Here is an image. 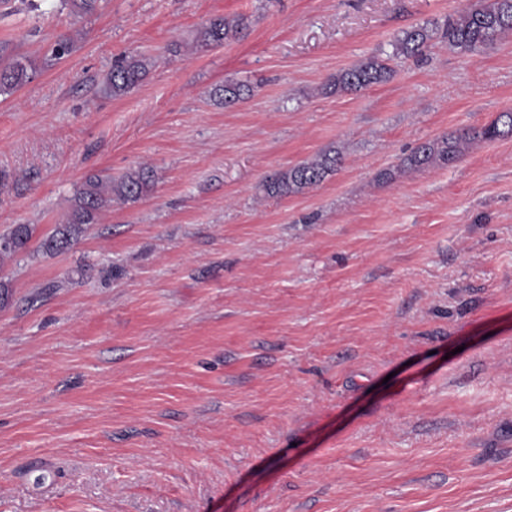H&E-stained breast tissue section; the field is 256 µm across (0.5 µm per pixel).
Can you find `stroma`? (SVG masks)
Listing matches in <instances>:
<instances>
[{"instance_id": "35a3bbf8", "label": "stroma", "mask_w": 512, "mask_h": 512, "mask_svg": "<svg viewBox=\"0 0 512 512\" xmlns=\"http://www.w3.org/2000/svg\"><path fill=\"white\" fill-rule=\"evenodd\" d=\"M38 2L0 0L31 76L0 95V234L50 233L91 173L155 183L0 265V512H512V138L403 165L512 110V38L449 48L473 0ZM414 26L423 56L324 93ZM121 56L154 64L114 97ZM328 150L320 185L263 191ZM245 27V19L242 16L211 19L198 30L197 45L200 47L222 45L225 39L237 37Z\"/></svg>"}]
</instances>
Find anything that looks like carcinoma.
<instances>
[{
    "mask_svg": "<svg viewBox=\"0 0 512 512\" xmlns=\"http://www.w3.org/2000/svg\"><path fill=\"white\" fill-rule=\"evenodd\" d=\"M100 0H61L62 7L71 13L91 16L99 8ZM246 27L242 16L215 18L198 30L196 42L200 47L217 46L235 37ZM512 33V0H477L468 9L448 18L442 38L448 45L464 52H478ZM433 34L425 27H412L402 32L393 43L388 59L368 57L358 64L341 70L326 84L331 94L355 92L387 82L392 74L390 62L422 54ZM151 66L145 57H121L113 65L107 78V88L112 96L124 95L134 89ZM29 79L25 66L13 58L7 41L0 42V94L10 93ZM249 87L228 82L213 91V95L232 106L245 99ZM512 136V110L499 113L479 130L465 129L454 137H442L421 144L406 157L403 164L418 168L429 164L450 165L457 162L472 141L495 140ZM340 153L328 151L314 159L304 161L266 181L267 194L283 196L313 188L336 171ZM154 184L153 171L147 168L128 171L118 177L91 174L87 176L73 197V202L62 223L43 237L38 248L45 253L57 254L68 250L84 232L85 225L95 224L100 213L110 205L112 198L135 202L146 196ZM33 228L17 224L8 233L0 235V265L29 250Z\"/></svg>",
    "mask_w": 512,
    "mask_h": 512,
    "instance_id": "obj_1",
    "label": "carcinoma"
}]
</instances>
